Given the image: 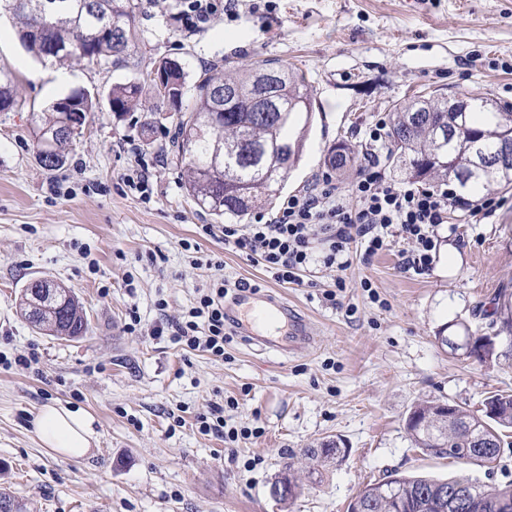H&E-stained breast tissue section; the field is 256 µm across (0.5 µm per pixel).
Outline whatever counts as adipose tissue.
<instances>
[{"mask_svg": "<svg viewBox=\"0 0 512 512\" xmlns=\"http://www.w3.org/2000/svg\"><path fill=\"white\" fill-rule=\"evenodd\" d=\"M33 428L44 447L63 457H83L98 439L93 419L86 411L58 401L36 410Z\"/></svg>", "mask_w": 512, "mask_h": 512, "instance_id": "ef3b65f1", "label": "adipose tissue"}]
</instances>
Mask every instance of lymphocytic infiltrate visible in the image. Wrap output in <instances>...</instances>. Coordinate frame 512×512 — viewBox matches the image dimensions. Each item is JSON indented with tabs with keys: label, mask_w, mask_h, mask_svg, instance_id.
<instances>
[{
	"label": "lymphocytic infiltrate",
	"mask_w": 512,
	"mask_h": 512,
	"mask_svg": "<svg viewBox=\"0 0 512 512\" xmlns=\"http://www.w3.org/2000/svg\"><path fill=\"white\" fill-rule=\"evenodd\" d=\"M177 20L189 31L200 30L212 19L235 17V0H178ZM496 197H486L480 206L458 195L451 188H420L387 177L376 155L367 153L347 191H339L332 175L322 174L301 196L288 197L270 218L255 223L214 227L202 225L205 235L222 234L225 244L233 246L261 265L271 279L280 283H301L314 263L337 274L336 288L328 292L335 300L345 290V271L352 263L354 248H362L364 257L386 250L394 238H402L406 247L400 253L404 269L424 274L430 271L437 249V229L447 223L455 209L471 215H489L500 207ZM245 282L226 287L223 278L214 279L200 289L194 306L181 317L157 325L152 334L167 337L182 349L202 351L213 360L226 357L229 342L225 331L224 300L230 289H245ZM199 433L222 438L225 444L261 437L262 428L228 426L224 408L210 405L198 414Z\"/></svg>",
	"instance_id": "obj_1"
}]
</instances>
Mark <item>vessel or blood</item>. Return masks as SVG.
Wrapping results in <instances>:
<instances>
[{
    "mask_svg": "<svg viewBox=\"0 0 512 512\" xmlns=\"http://www.w3.org/2000/svg\"><path fill=\"white\" fill-rule=\"evenodd\" d=\"M226 311L236 335L280 356L308 350L315 341L308 322L285 299L240 290L233 295Z\"/></svg>",
    "mask_w": 512,
    "mask_h": 512,
    "instance_id": "obj_1",
    "label": "vessel or blood"
}]
</instances>
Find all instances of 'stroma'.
<instances>
[{
    "mask_svg": "<svg viewBox=\"0 0 512 512\" xmlns=\"http://www.w3.org/2000/svg\"><path fill=\"white\" fill-rule=\"evenodd\" d=\"M239 0L237 16L185 33L174 0H141L140 38L119 66L71 61L42 66L22 47L18 26L0 16V68L17 78L19 104L0 112V357L29 352L37 370L0 364V483L28 512H347L352 497L383 473L439 479L466 475L489 488L512 484V447L493 468L462 466L413 448L406 417L433 398L479 411L489 393L512 390V363L479 364L440 346L451 336L485 329L481 310L499 288L512 287V186L488 217L455 211L438 229L431 270H404L402 240L371 259L354 256L349 288L323 297L334 274L312 267L302 284H281L260 266L201 231L212 223L183 187L182 165L157 169L155 194L142 202L121 181L132 142L158 152L176 114L148 98L116 113L115 84L145 82L160 62L183 63L188 78L202 67L224 70L276 59L304 77L313 105L302 160L281 198L303 194L330 170L328 155L344 144L351 157L333 172L337 187L353 180L365 133L391 119L413 94H473L512 104V0H431L426 11L406 0ZM85 88L100 101L64 169L42 168L33 148L38 113ZM456 248L461 263L448 265ZM157 254L150 263L148 254ZM224 263L225 280L258 283L307 314L319 341L311 351L278 357L240 338L227 361L185 351L149 336L156 303L169 317L190 308L197 289ZM50 278L70 288L89 320L76 340L47 336L19 312L22 288ZM370 281L364 291L361 281ZM137 309L140 332L125 329ZM236 398V408L226 407ZM61 401L87 411L98 443L80 459L55 455L33 432L37 406ZM224 405L229 424L264 427L240 444L236 464L222 439L201 435L196 415ZM333 440L340 454L325 462L307 448ZM302 487L279 502L270 487L284 462Z\"/></svg>",
    "mask_w": 512,
    "mask_h": 512,
    "instance_id": "1",
    "label": "stroma"
}]
</instances>
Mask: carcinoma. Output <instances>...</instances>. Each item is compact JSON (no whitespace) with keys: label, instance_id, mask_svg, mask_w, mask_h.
<instances>
[{"label":"carcinoma","instance_id":"obj_1","mask_svg":"<svg viewBox=\"0 0 512 512\" xmlns=\"http://www.w3.org/2000/svg\"><path fill=\"white\" fill-rule=\"evenodd\" d=\"M139 10L140 0H0V14L13 15L24 47L44 65L71 60L118 65L137 39L134 19ZM147 87L175 108L191 95V109L181 113L171 148L184 165L185 189L201 209L218 220H242L257 203L272 204L303 154L313 112L303 77L285 64L261 60L246 69L202 72L190 84L181 64L165 60ZM143 92L139 82L118 83L109 93V108L129 112L141 104ZM65 98L72 100V107H61L58 99L50 102L33 129L36 157L48 171L66 164L81 137L60 133L84 126L97 104L96 96L84 90ZM460 100L463 108L455 112L448 111L445 95H417L395 106L386 131L393 146L390 157L415 182L434 184L452 177L460 189L484 195L511 185L512 168L467 178L450 165L462 141L474 132L487 154L512 138V110L503 111L486 97L464 95ZM18 104L15 76L1 68L0 112ZM42 285L35 280L21 290V316L48 336L86 335L88 318L72 291L63 288L56 297L37 303L34 289ZM488 316L512 336V302L505 299V289L498 290ZM484 405L496 408L497 415L475 414L456 404L445 419L439 402L416 404L412 414L417 421L406 425L412 445L431 457L491 466L498 454L486 448L501 447L512 432V391L493 392ZM461 485L473 491L480 512H494L497 501L512 499V484L485 489L465 476L436 480L388 471L367 484L366 512H397V497L408 501L409 512H455L444 508L442 492ZM23 508L10 490H0V512Z\"/></svg>","mask_w":512,"mask_h":512}]
</instances>
